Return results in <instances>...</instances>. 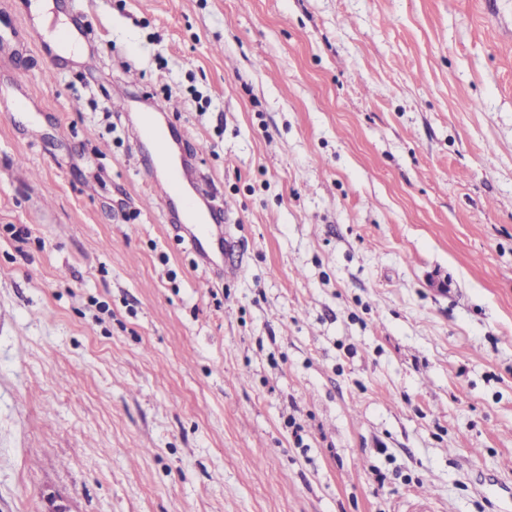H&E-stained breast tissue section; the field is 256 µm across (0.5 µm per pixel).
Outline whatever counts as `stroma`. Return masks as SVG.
Instances as JSON below:
<instances>
[{"label": "stroma", "instance_id": "35a3bbf8", "mask_svg": "<svg viewBox=\"0 0 512 512\" xmlns=\"http://www.w3.org/2000/svg\"><path fill=\"white\" fill-rule=\"evenodd\" d=\"M51 3L0 0V512H512V0ZM138 136L148 139L152 142L154 147V160L158 158L160 163H168V156L172 151V144L164 131L155 125L152 115L148 112L144 113L141 120V125L138 131ZM181 200L183 203V216H186L191 222L190 224L195 227V232L192 234L189 242L195 251L203 258L207 259L209 253L206 251L204 244H215L214 241L210 239L211 231L209 225L205 220L194 219L197 208L192 196H181Z\"/></svg>", "mask_w": 512, "mask_h": 512}]
</instances>
